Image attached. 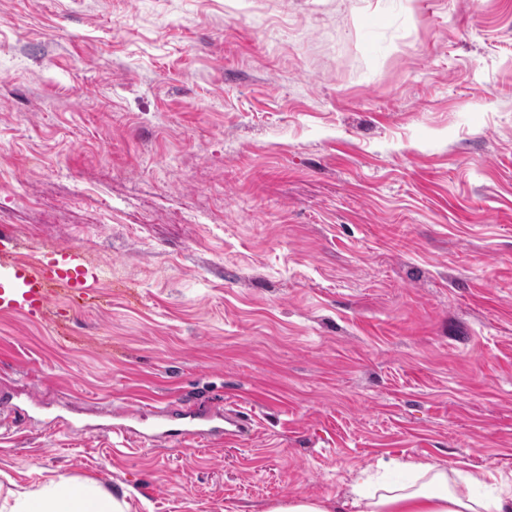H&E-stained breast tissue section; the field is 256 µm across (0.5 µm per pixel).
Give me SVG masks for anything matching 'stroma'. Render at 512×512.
<instances>
[{
	"label": "stroma",
	"mask_w": 512,
	"mask_h": 512,
	"mask_svg": "<svg viewBox=\"0 0 512 512\" xmlns=\"http://www.w3.org/2000/svg\"><path fill=\"white\" fill-rule=\"evenodd\" d=\"M0 169L10 252L102 273L65 325L0 312V504L512 482V0H0ZM146 394L254 430L100 433ZM14 493V504L5 512H126L127 504L95 485L76 486L64 477L49 480L35 492Z\"/></svg>",
	"instance_id": "35a3bbf8"
}]
</instances>
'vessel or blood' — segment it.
Segmentation results:
<instances>
[{
  "mask_svg": "<svg viewBox=\"0 0 512 512\" xmlns=\"http://www.w3.org/2000/svg\"><path fill=\"white\" fill-rule=\"evenodd\" d=\"M98 277L81 251L62 248L36 262H0V311L41 317L48 311L55 289H66L70 298L94 296ZM133 432L149 442L212 443L250 434L253 420L237 410L205 413L192 407L172 411L168 404L146 398L127 408Z\"/></svg>",
  "mask_w": 512,
  "mask_h": 512,
  "instance_id": "obj_1",
  "label": "vessel or blood"
}]
</instances>
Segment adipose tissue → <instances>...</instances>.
<instances>
[{"mask_svg":"<svg viewBox=\"0 0 512 512\" xmlns=\"http://www.w3.org/2000/svg\"><path fill=\"white\" fill-rule=\"evenodd\" d=\"M412 483L376 484L367 471H360L349 495L341 500L310 499L293 495L268 512H512V485H491L475 496L448 483L446 464L437 461L405 463ZM8 512H126L127 505L94 485L76 486L58 477L49 480L36 497L15 493Z\"/></svg>","mask_w":512,"mask_h":512,"instance_id":"ef3b65f1","label":"adipose tissue"}]
</instances>
